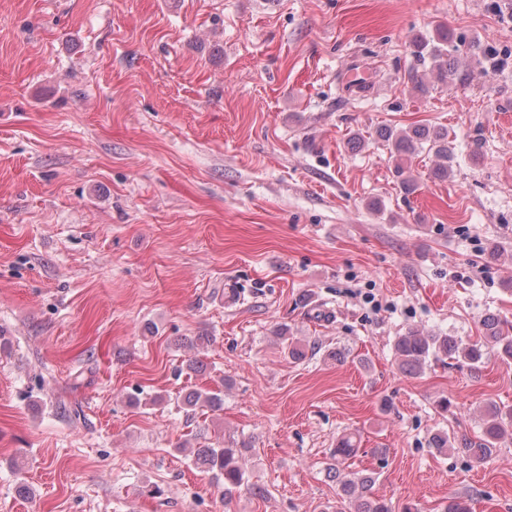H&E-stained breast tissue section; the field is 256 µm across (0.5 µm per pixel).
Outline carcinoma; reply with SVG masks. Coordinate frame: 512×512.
Returning <instances> with one entry per match:
<instances>
[{
	"label": "carcinoma",
	"instance_id": "1",
	"mask_svg": "<svg viewBox=\"0 0 512 512\" xmlns=\"http://www.w3.org/2000/svg\"><path fill=\"white\" fill-rule=\"evenodd\" d=\"M451 35L440 27L436 40L419 37L415 40L414 56L418 64L427 62L437 70L438 80L444 82L452 77L464 81L457 60L448 57V41ZM377 137L394 157L410 156L422 151L434 154L442 161L436 175H448V162L453 160L452 142L448 140V130L431 129L425 125L414 126L400 132L390 127L377 130ZM482 336L472 342H465L458 336L448 334H426L418 329H408L394 341L395 355L401 372L419 375L432 359L442 357L467 365L472 370L480 369L489 353L497 354L501 361L512 363V320L499 315H491L481 321ZM223 399L216 393L202 388L187 391L180 409L187 418H194L197 411L218 410ZM512 425V406L490 403L483 414V426L479 435L450 438L446 433H436L432 437V447L439 451L447 447L457 449L476 464L483 463L493 448L504 439L508 427ZM359 434L348 433L336 444V464L340 465L351 458L359 448ZM243 449L229 446L198 448L192 451L194 468L209 473L224 485V499L229 500L242 487H248L255 496L263 494L258 485H247L246 472L241 465ZM334 473L339 479L341 493L335 512H392L390 505L375 496L371 490L372 480L356 472L343 473L336 467Z\"/></svg>",
	"mask_w": 512,
	"mask_h": 512
}]
</instances>
